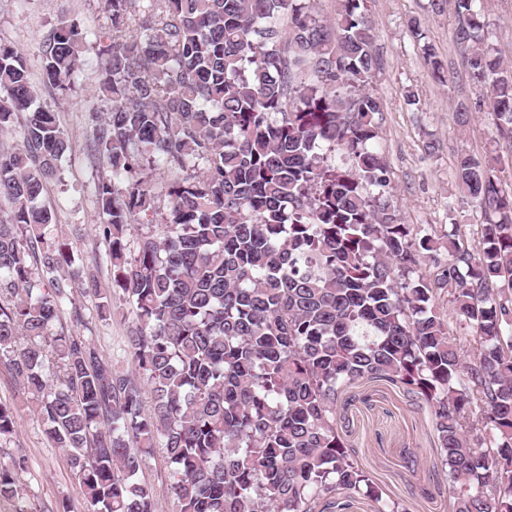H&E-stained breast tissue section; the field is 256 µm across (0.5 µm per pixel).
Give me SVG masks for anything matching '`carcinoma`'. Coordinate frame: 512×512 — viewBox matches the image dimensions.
<instances>
[{"label":"carcinoma","mask_w":512,"mask_h":512,"mask_svg":"<svg viewBox=\"0 0 512 512\" xmlns=\"http://www.w3.org/2000/svg\"><path fill=\"white\" fill-rule=\"evenodd\" d=\"M103 0L111 28L93 133L111 168L95 194L112 287L76 271L42 201L70 142L37 103L27 64L0 42V359L36 397L47 437L68 451L87 512H157L139 473L160 448L178 512H372L403 508L360 467L342 434V394L384 380L431 409L451 512H512V190L462 153V203L483 222L474 246L453 226L405 224L377 147L383 100L367 0ZM451 6L453 39L512 162V62L488 42L482 0ZM408 28L435 82L448 70L421 19ZM83 34L66 17L40 47L43 78L66 89ZM469 126L468 103L453 104ZM165 161L166 213L152 164ZM156 229L129 250L130 224ZM131 318L134 371L66 328L73 289ZM449 297L468 331L461 358ZM150 392L151 408L144 394ZM0 402V438L16 428ZM0 463V504L31 512Z\"/></svg>","instance_id":"obj_1"}]
</instances>
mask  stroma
<instances>
[{
    "label": "stroma",
    "instance_id": "35a3bbf8",
    "mask_svg": "<svg viewBox=\"0 0 512 512\" xmlns=\"http://www.w3.org/2000/svg\"><path fill=\"white\" fill-rule=\"evenodd\" d=\"M429 0H369L375 24L376 51L381 68L372 80L384 103L379 146L391 171L394 205L404 223L457 225L465 241H472L482 219L454 196L457 155L469 152L491 157L494 127L484 111H477L468 127H458L451 102H477L463 66L462 51L452 38L456 18L451 7L428 10ZM490 18L489 39L512 60V0H485ZM80 23L85 46L80 69L69 90L46 85L40 74V44L61 17ZM425 20L430 39L448 65L447 85L436 84L418 54L407 28L409 18ZM110 23L101 0H0V41L14 45L30 65L41 104L56 112L71 149L59 173L50 181L45 201L56 215L55 233L67 244L76 263L97 264L101 287L112 285L106 245L98 234L101 215L94 193L98 178L110 170L91 151L94 114L103 103L98 84L104 68V31ZM414 92L417 105L406 102ZM436 150H428V142ZM97 347L123 369H130L126 338L129 322L122 315L98 320L93 302L74 295ZM344 409L345 437L368 475L406 512H450L448 482L434 465V434L430 410L423 400L387 382L365 383L348 390ZM0 402L12 405L17 427L0 441V461L16 451L28 458L18 472L33 512H86L66 449L54 447L31 402L14 377L0 364Z\"/></svg>",
    "mask_w": 512,
    "mask_h": 512
}]
</instances>
